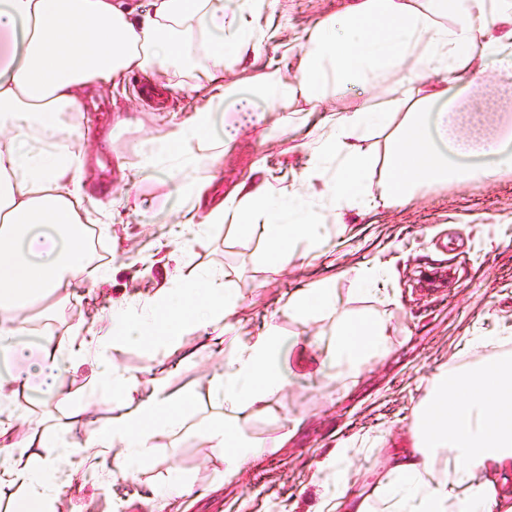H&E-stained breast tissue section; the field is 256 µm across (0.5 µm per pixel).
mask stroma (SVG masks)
<instances>
[{"label": "stroma", "instance_id": "stroma-1", "mask_svg": "<svg viewBox=\"0 0 512 512\" xmlns=\"http://www.w3.org/2000/svg\"><path fill=\"white\" fill-rule=\"evenodd\" d=\"M344 0H279L262 7L258 64L293 74L305 33L338 12ZM207 69L170 66L154 79L136 75L120 90L91 93L75 121L74 147L86 155L83 206L101 222L99 260L108 279L100 286L73 282L30 315L35 336L47 324L57 335L89 336L100 322L140 307L185 267L220 271L238 293L232 317L236 333L249 336L276 322L285 336L284 390L266 414L243 431L265 451L236 474L203 433L215 409L206 399L210 377L223 369L224 356L205 347L203 331L163 349L129 339L108 351L112 364L151 390L154 377L166 379L172 398L197 394L201 402L186 417L182 433H159L157 446L133 476L115 478L108 469L60 462L65 486L57 512H327L325 484L342 481L349 499L370 494L392 458L413 450L410 430L415 409L432 375L475 367L512 353V174L468 184L433 185L407 203L363 214L351 205L341 216L327 211L325 245L305 256L296 243L287 268L262 260L261 240L237 235L227 224H207L191 236L187 265L174 260L171 227L195 205L205 187L209 204L222 206L235 185L267 177L281 187L299 185L305 172L333 173L336 163L321 152L331 128L310 136L317 113L291 108L272 111L261 98L249 110L239 105L221 113L212 129L229 149L216 163L167 165L145 172L151 138H162L192 117L208 94ZM448 270L445 296L428 295L420 273ZM375 272L371 289L354 281L351 269ZM336 278L337 314L373 312L383 317L388 350L360 371L322 369L333 339L332 320L279 315L282 298L311 287L324 276ZM298 427H291V420ZM286 445H279L281 434ZM347 455L342 472L329 469L337 450ZM194 485L191 495L168 500L160 488L171 470Z\"/></svg>", "mask_w": 512, "mask_h": 512}]
</instances>
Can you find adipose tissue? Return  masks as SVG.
Here are the masks:
<instances>
[{"instance_id":"ef3b65f1","label":"adipose tissue","mask_w":512,"mask_h":512,"mask_svg":"<svg viewBox=\"0 0 512 512\" xmlns=\"http://www.w3.org/2000/svg\"><path fill=\"white\" fill-rule=\"evenodd\" d=\"M189 27L209 47L210 93L160 150L200 162L211 157V116L237 92L223 73L246 61L255 46V10L225 0H0V407L18 408L32 391L56 395L65 367L84 359L88 343L104 349L140 335L170 346L202 329L211 349L231 351L209 393L221 415L210 439L232 474L263 452V445L243 444L239 434L267 411L285 382L277 326L245 341L226 339L238 295L223 274L197 272L161 286L146 311L96 329L92 341L52 335L34 347L22 341L32 328L33 305L65 282L105 280L86 259L82 158L71 146L74 130L66 117L83 112L93 88L169 64L194 66L196 55L184 48ZM507 60L512 0H351L307 32L294 75L265 70L247 80L280 109L300 101L317 112L330 94L399 70L397 112L351 99L342 114L323 117L334 130L325 145L336 162L334 176L309 173L304 190L242 182L209 219L261 237L266 262L281 270L294 240H304L311 252L319 247L316 197L337 208L353 200L368 214L407 202L426 186L512 173V152L502 146L512 139V84L493 96L484 92ZM378 131L387 137L379 163L383 183L374 193L358 185L378 163L352 143ZM335 283L326 276L290 292L280 314L297 319L334 311ZM386 348L380 318L342 319L324 363L356 368ZM112 412L111 426L93 430L87 446L69 439L65 424L22 432L0 427V453L12 460L0 470V499L8 498L13 512H55L62 489L57 458L83 464L94 447L111 454L113 476L126 478L153 448L156 429L183 427L180 405L160 388L145 398L129 392L113 399ZM412 431L413 452L391 462L374 487L382 512H512V495L501 482L512 472L511 362L493 360L440 377L419 404ZM51 445L57 456L45 455ZM443 451L453 470L430 484Z\"/></svg>"}]
</instances>
